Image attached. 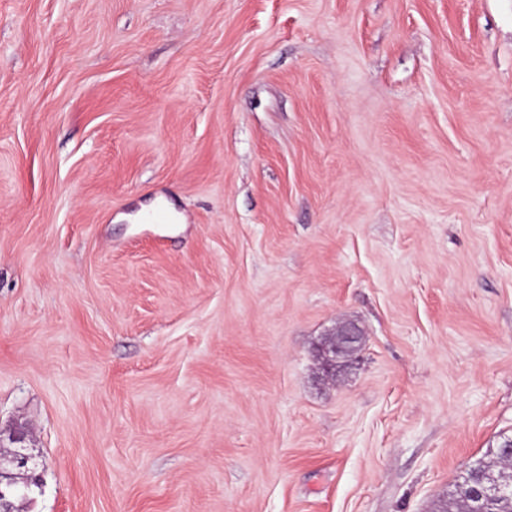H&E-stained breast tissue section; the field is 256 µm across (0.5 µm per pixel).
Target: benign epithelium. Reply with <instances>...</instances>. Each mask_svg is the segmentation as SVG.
<instances>
[{"label":"benign epithelium","mask_w":512,"mask_h":512,"mask_svg":"<svg viewBox=\"0 0 512 512\" xmlns=\"http://www.w3.org/2000/svg\"><path fill=\"white\" fill-rule=\"evenodd\" d=\"M359 338H363V332L357 324L345 322L336 326L328 340L315 351L324 375L334 377L348 364L339 355ZM5 440L9 441L7 448L3 444ZM28 442L29 432L22 425L10 429L6 437L0 431V512H23L24 505L32 501V488L42 487V476L37 472L35 455ZM503 488V484L484 472L472 471L469 493L481 499L492 498L499 496Z\"/></svg>","instance_id":"1"}]
</instances>
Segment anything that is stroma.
Masks as SVG:
<instances>
[{
    "instance_id": "1",
    "label": "stroma",
    "mask_w": 512,
    "mask_h": 512,
    "mask_svg": "<svg viewBox=\"0 0 512 512\" xmlns=\"http://www.w3.org/2000/svg\"><path fill=\"white\" fill-rule=\"evenodd\" d=\"M17 425L30 512H435L512 436V0H0ZM358 338L363 339V332L357 324L345 322L336 326L328 340L320 344L315 351V355L321 361V369L324 375L334 377L350 362V360H341L339 355Z\"/></svg>"
}]
</instances>
